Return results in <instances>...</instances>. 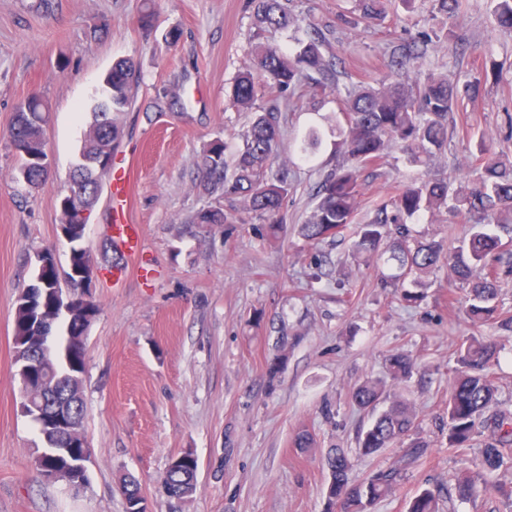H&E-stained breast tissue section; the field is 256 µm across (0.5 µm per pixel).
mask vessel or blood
<instances>
[{
  "mask_svg": "<svg viewBox=\"0 0 512 512\" xmlns=\"http://www.w3.org/2000/svg\"><path fill=\"white\" fill-rule=\"evenodd\" d=\"M129 177L125 168H117L112 174V242L116 258L112 263V275L121 278L126 267L125 258L143 250V234L140 225L128 223L126 207L129 199Z\"/></svg>",
  "mask_w": 512,
  "mask_h": 512,
  "instance_id": "1",
  "label": "vessel or blood"
}]
</instances>
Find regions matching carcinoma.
I'll use <instances>...</instances> for the list:
<instances>
[{"instance_id": "carcinoma-1", "label": "carcinoma", "mask_w": 512, "mask_h": 512, "mask_svg": "<svg viewBox=\"0 0 512 512\" xmlns=\"http://www.w3.org/2000/svg\"><path fill=\"white\" fill-rule=\"evenodd\" d=\"M291 0H249L252 24L258 32L292 30L293 45L270 42L251 43L250 63L234 79L231 90L233 105L250 114L249 126L240 137L233 164L225 160L227 145L220 139L207 144L200 155L201 186L207 194L241 199L250 210L269 220L271 232L280 223V210L291 184L283 168H275L282 136V103L309 81L315 87L336 96L338 111L322 117L324 127L333 138L336 164L323 173L315 194V206L309 219L300 226L299 235L310 244L334 241L345 236L354 223L362 197V171L377 167L390 148H397L404 161L413 167L431 168L448 145V127L454 114L465 103L481 94V82L451 80L446 74L422 73L429 34L421 32L393 46L391 67L404 76L375 84L359 82L340 86L338 59L326 52L330 26L294 13ZM465 0H435L437 13L448 21L456 19ZM386 15L383 0H356L353 16L345 20L352 25L369 26ZM490 16L495 28L512 32V0H490ZM155 0H142L140 23L147 31L155 27ZM140 75L137 62L120 58L105 73L99 97L90 112V121L70 182L81 183L85 206L94 210L98 196L86 180L93 176L95 164L113 152L120 139L115 115L128 111ZM269 99L257 105L263 90ZM50 107L40 95L27 97V108L15 107L9 133L12 147L35 146L46 132ZM323 143L321 127L311 125L301 134L297 159L315 162ZM476 151L471 153V173L464 177L427 175L404 185L388 202L376 206L375 217L358 225L353 255L383 261L381 284L393 289V296L408 307H419L426 299L425 277L441 265L448 267V284L464 291L463 313L473 333L456 344L455 366L446 403L450 448L480 445L474 469H465L448 496L460 500L471 498L476 484L488 472L500 469L512 449V411L500 407L497 378L491 371L498 357L497 342L486 340L481 329L494 326L512 335V315L504 312L500 296L501 275L512 273V250L504 246L502 236L512 240V156L496 152L484 136H479ZM20 165L16 181L32 190L41 188L48 173L34 168V163L16 152ZM446 211L462 216L469 223L466 234L446 247L435 240H421L412 225L425 215ZM192 224H227L229 217L220 206H210L194 213ZM85 232L78 225L69 229V267L76 271L93 261L84 246ZM56 273L42 277L39 296L47 297L43 321L50 330L60 319L52 308ZM67 338L63 346L50 340L53 357L50 370L54 376L85 370L84 336L87 326L78 319L67 321ZM15 364L27 353L40 348L43 334L34 326V318L20 308L14 326ZM391 380L401 383L411 378L417 367L412 356L396 352L387 358ZM32 402L44 413L58 409L68 412L73 424L81 426L85 416L82 391L69 392L51 388V383L34 385ZM358 410L371 417L358 436V447L365 456H376L394 445L402 453L386 467L358 479L342 448H332L326 464V512H372L374 505L394 493L399 482L412 471L426 454L430 443L419 432V412L405 398L391 396L387 381L370 378L351 393ZM39 469H54L65 481L70 474L84 468L77 448L51 447L38 464ZM197 459L189 452L180 460L169 462L161 480L165 494L182 498L197 488ZM125 512H139L143 498L140 483L132 476L120 485ZM407 512H440L438 496L422 488L412 497Z\"/></svg>"}]
</instances>
